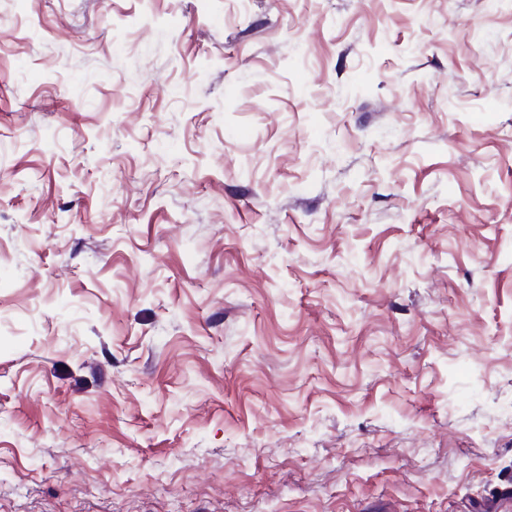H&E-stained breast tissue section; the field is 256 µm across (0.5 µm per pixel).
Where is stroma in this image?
Segmentation results:
<instances>
[{
  "instance_id": "stroma-1",
  "label": "stroma",
  "mask_w": 512,
  "mask_h": 512,
  "mask_svg": "<svg viewBox=\"0 0 512 512\" xmlns=\"http://www.w3.org/2000/svg\"><path fill=\"white\" fill-rule=\"evenodd\" d=\"M512 0H0V512H512Z\"/></svg>"
}]
</instances>
